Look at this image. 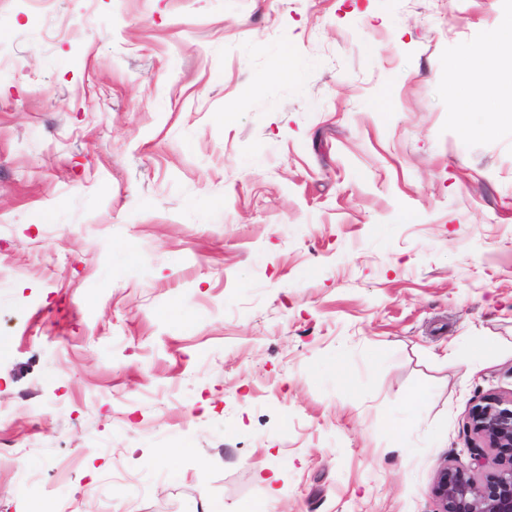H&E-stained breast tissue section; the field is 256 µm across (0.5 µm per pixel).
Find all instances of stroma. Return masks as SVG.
I'll use <instances>...</instances> for the list:
<instances>
[{
  "label": "stroma",
  "instance_id": "obj_1",
  "mask_svg": "<svg viewBox=\"0 0 512 512\" xmlns=\"http://www.w3.org/2000/svg\"><path fill=\"white\" fill-rule=\"evenodd\" d=\"M509 13L0 0V512H437L512 397V105L448 69Z\"/></svg>",
  "mask_w": 512,
  "mask_h": 512
}]
</instances>
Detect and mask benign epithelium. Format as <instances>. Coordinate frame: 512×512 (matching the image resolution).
<instances>
[{"mask_svg": "<svg viewBox=\"0 0 512 512\" xmlns=\"http://www.w3.org/2000/svg\"><path fill=\"white\" fill-rule=\"evenodd\" d=\"M469 419L472 467H439L432 486L438 512H512V399L487 395L471 408ZM486 448L493 453V468L479 479L475 472L485 464Z\"/></svg>", "mask_w": 512, "mask_h": 512, "instance_id": "obj_1", "label": "benign epithelium"}]
</instances>
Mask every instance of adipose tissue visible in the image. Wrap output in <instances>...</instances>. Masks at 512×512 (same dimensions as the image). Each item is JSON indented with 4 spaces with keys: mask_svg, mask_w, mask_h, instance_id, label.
I'll return each instance as SVG.
<instances>
[{
    "mask_svg": "<svg viewBox=\"0 0 512 512\" xmlns=\"http://www.w3.org/2000/svg\"><path fill=\"white\" fill-rule=\"evenodd\" d=\"M512 41V14L503 18L498 33L493 35L480 52L463 59L449 61L448 67L454 74L462 76L467 93V107L456 114V125L463 135L479 134V127L473 125L469 111L480 105L487 91H494L496 97L503 101H512V81H505L497 86H490L489 77L497 71L502 62L499 45L503 40Z\"/></svg>",
    "mask_w": 512,
    "mask_h": 512,
    "instance_id": "1",
    "label": "adipose tissue"
}]
</instances>
